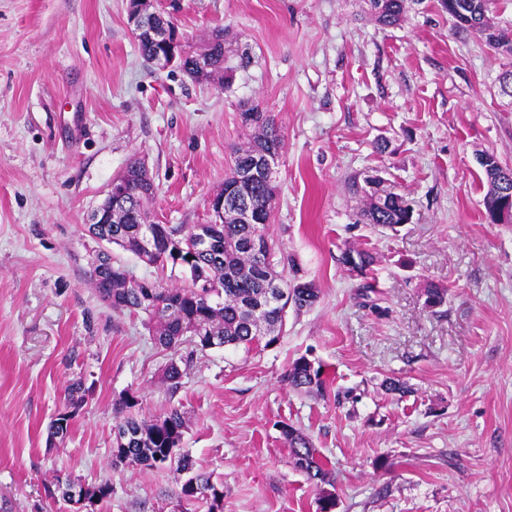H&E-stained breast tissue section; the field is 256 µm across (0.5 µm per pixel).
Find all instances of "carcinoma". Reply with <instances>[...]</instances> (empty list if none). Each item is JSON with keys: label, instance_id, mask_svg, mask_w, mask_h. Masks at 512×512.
Returning <instances> with one entry per match:
<instances>
[{"label": "carcinoma", "instance_id": "1", "mask_svg": "<svg viewBox=\"0 0 512 512\" xmlns=\"http://www.w3.org/2000/svg\"><path fill=\"white\" fill-rule=\"evenodd\" d=\"M490 0H441V5L459 29H473L485 38L492 48L512 46V29H502L488 15ZM408 0H371L374 20L384 26L401 23ZM211 76L227 71L224 57V30H214ZM252 120L244 126L254 132L246 147L235 150L234 164L224 179V222L221 224H160L162 261L180 264L190 284L183 288H164L156 281L137 279L123 265L112 262L103 253L98 258V275L90 276L99 299L115 310L146 315V326L155 344L171 350L179 358L171 360L165 380L171 390L178 388L181 365L187 364L195 351L213 348L263 346L276 343L283 333L288 308L298 311L312 307L319 298L317 288L310 282L284 279L277 271L275 251L259 259L249 241L258 230L266 232L275 205L277 185L266 178L243 179L241 172L264 156L277 161L284 148V139L274 119L267 112L250 107ZM488 191L484 198L486 219L494 222L493 213L503 193H512V167L501 164L495 155L484 154L480 161ZM154 196L147 192L125 202L124 220L118 224H99L91 237L99 242L121 247L141 256L136 237L148 227L145 203ZM413 210L403 196L392 193L390 198L371 201L360 214L366 224L394 228L412 221ZM210 232L207 248L195 246L199 230ZM374 256L364 250H349L340 263L351 271L363 272L374 264ZM193 351L179 354L184 343ZM288 384L297 389L321 390L325 386L322 367L301 357L288 369ZM85 389L76 381L66 389L65 407L51 421L50 435L65 437L76 409L84 400ZM138 399L123 400L118 413L123 415L118 434L127 439L113 449V465L127 469L157 468L177 461V470L188 477L181 486V497L187 501L209 504V512L223 508V486L211 476L193 472L187 455H176L182 441L186 420L184 412L170 406L159 416L143 420L132 413ZM282 433L290 448L289 458L308 479L328 483L332 473L317 455L316 449L299 429L284 425ZM86 496L98 503L111 497L112 483L108 480L85 490Z\"/></svg>", "mask_w": 512, "mask_h": 512}]
</instances>
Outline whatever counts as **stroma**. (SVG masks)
Here are the masks:
<instances>
[{"label":"stroma","instance_id":"stroma-1","mask_svg":"<svg viewBox=\"0 0 512 512\" xmlns=\"http://www.w3.org/2000/svg\"><path fill=\"white\" fill-rule=\"evenodd\" d=\"M191 48L226 32L225 81L146 63L127 0H0V500L67 512L45 487L66 474L112 496L97 512H207L184 474L112 466L117 407L186 414L181 451L224 486V512H512V224L484 217L478 163L512 166V52L456 29L440 0L394 27L369 0H156ZM284 137L269 236L286 279L319 299L288 312L277 344L194 357L177 390L140 314L102 303L88 275L101 243L87 216L133 160L157 186L158 224H206L244 103ZM402 195L411 223L359 221L374 191ZM369 250L360 276L338 258ZM113 261L177 288L181 266L111 246ZM447 292L428 308L425 287ZM93 310L94 331L83 316ZM323 392L292 389L298 358ZM86 388L65 438L49 434L73 380ZM397 380L409 392L387 393ZM331 470L289 462L283 424ZM288 384L294 389L321 390L325 386L324 372L321 366L315 367L311 361L301 357L290 366L287 374Z\"/></svg>","mask_w":512,"mask_h":512}]
</instances>
